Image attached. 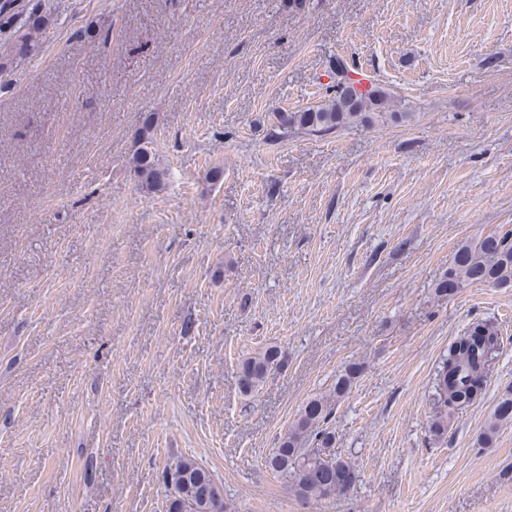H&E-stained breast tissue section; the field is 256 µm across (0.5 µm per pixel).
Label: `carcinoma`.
<instances>
[{
    "instance_id": "carcinoma-1",
    "label": "carcinoma",
    "mask_w": 512,
    "mask_h": 512,
    "mask_svg": "<svg viewBox=\"0 0 512 512\" xmlns=\"http://www.w3.org/2000/svg\"><path fill=\"white\" fill-rule=\"evenodd\" d=\"M42 24L37 19L28 23L27 29L13 32V53L0 55V68L35 49ZM336 70L341 77L333 95L318 106L279 114L273 135L285 137L300 131L328 136L352 124L383 117L380 109L387 103L385 92L374 83L364 90L354 89L352 80L348 79L351 69L339 58ZM131 169L142 187L149 191L162 188L165 174L154 163L151 151L144 149L135 155ZM473 283L512 285V235L492 233L473 245L460 246L452 266L436 284L435 293L449 296ZM500 347L498 331L485 320L470 323L450 343L448 355L434 374L433 396L440 411L430 422L432 435L440 438L448 431V409H466L481 394ZM286 363L287 354L277 345L246 357L240 363L241 391L246 395L255 392ZM361 372L360 364L348 365L336 375L330 393L308 399L291 429L279 438L277 448L266 459V465L302 498L325 500L341 496L357 481L354 465L336 453V438L329 424L336 402L351 391ZM509 423H512V390L505 391L498 399L487 438H492L498 427ZM161 480L168 491V512H224L222 487L196 461L179 458L167 463Z\"/></svg>"
}]
</instances>
